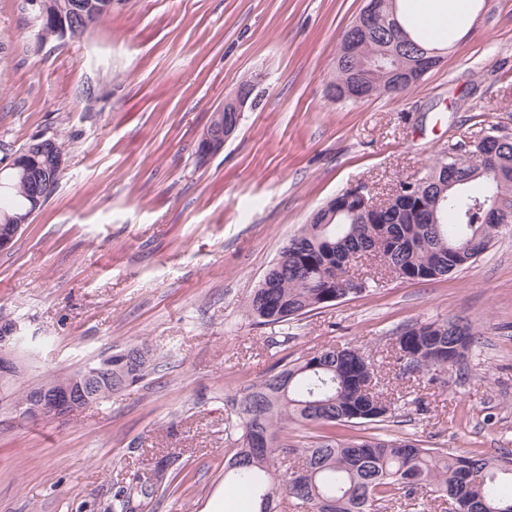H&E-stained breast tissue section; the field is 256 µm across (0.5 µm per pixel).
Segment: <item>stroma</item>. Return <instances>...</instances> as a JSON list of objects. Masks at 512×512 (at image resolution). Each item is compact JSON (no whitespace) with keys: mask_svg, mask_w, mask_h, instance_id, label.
Wrapping results in <instances>:
<instances>
[{"mask_svg":"<svg viewBox=\"0 0 512 512\" xmlns=\"http://www.w3.org/2000/svg\"><path fill=\"white\" fill-rule=\"evenodd\" d=\"M365 0H125L81 38L40 42L33 0H0V168L59 137L56 191L0 252V317L30 378L140 341L160 363L62 420L0 421V512H103L179 456L153 512H241L224 480L226 400L282 357L350 343L384 360L405 324L479 331L460 374L400 409L396 431L454 453L512 452V225L443 279L386 278L289 328L244 307L310 213L356 186L386 194L448 146L512 133V0H477L442 62L397 96L329 98L342 29ZM253 103L198 163L212 113ZM289 335L285 346L272 337Z\"/></svg>","mask_w":512,"mask_h":512,"instance_id":"stroma-1","label":"stroma"}]
</instances>
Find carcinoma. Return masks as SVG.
<instances>
[{
	"label": "carcinoma",
	"instance_id": "cac0c4a2",
	"mask_svg": "<svg viewBox=\"0 0 512 512\" xmlns=\"http://www.w3.org/2000/svg\"><path fill=\"white\" fill-rule=\"evenodd\" d=\"M380 5L386 21L360 33L349 47L356 61L375 59L386 66L362 83L369 96L391 91L393 73L413 69L417 54L433 51L426 33L413 23L401 0L390 16L388 0ZM92 5L97 23L112 13L106 0H40L38 38L47 41L69 21L62 5ZM359 83L357 73L334 64L327 89ZM486 151L501 170L488 176L469 164L467 150L454 145L436 158L425 175L403 180L399 193L379 202L370 220H361L362 201L350 189L313 211L306 224L280 252L250 295L245 312L259 326H284L349 295L362 294L378 284V272L357 273L362 259H371L385 272L404 281L446 277L475 262L491 246L501 225L488 212L495 200L512 217V136L489 133ZM27 155L23 171L8 169L0 177V226L10 216L32 211L33 183L43 177L57 187L61 172L55 159L64 143L54 137L21 150ZM404 352L392 355L401 378L441 388L478 340L470 326L454 321L414 322L398 333ZM157 357L146 342L112 353V379L141 381ZM26 371L0 381L6 396L0 401L21 406L38 381L23 382ZM388 389L376 365L355 346H330L305 357L281 359L276 372L241 387L229 400L224 433L234 453L224 475L237 490L255 502L253 512H285L284 501L301 512H379L396 496L446 498L465 512H512V455L456 454L446 448H427L406 436H350L344 428L368 426L394 417L380 410ZM312 430L305 448L288 444V430ZM173 460L156 463L151 482L136 476L119 491L107 512H141L147 500L165 496L166 473Z\"/></svg>",
	"mask_w": 512,
	"mask_h": 512
}]
</instances>
